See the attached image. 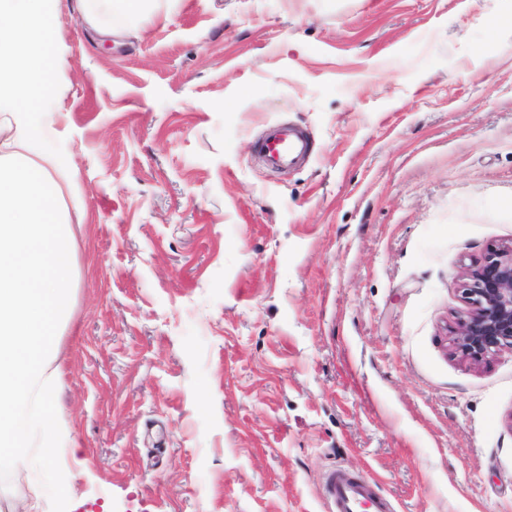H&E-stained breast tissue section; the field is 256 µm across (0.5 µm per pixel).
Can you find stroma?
Wrapping results in <instances>:
<instances>
[{
  "instance_id": "obj_1",
  "label": "stroma",
  "mask_w": 512,
  "mask_h": 512,
  "mask_svg": "<svg viewBox=\"0 0 512 512\" xmlns=\"http://www.w3.org/2000/svg\"><path fill=\"white\" fill-rule=\"evenodd\" d=\"M55 5L68 512H327L339 470L512 512V352L450 344L512 243V0H147L108 39ZM279 122L309 163L259 161Z\"/></svg>"
}]
</instances>
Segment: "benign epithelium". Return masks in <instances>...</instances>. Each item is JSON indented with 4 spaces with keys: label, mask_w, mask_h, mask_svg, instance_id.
I'll use <instances>...</instances> for the list:
<instances>
[{
    "label": "benign epithelium",
    "mask_w": 512,
    "mask_h": 512,
    "mask_svg": "<svg viewBox=\"0 0 512 512\" xmlns=\"http://www.w3.org/2000/svg\"><path fill=\"white\" fill-rule=\"evenodd\" d=\"M463 294L471 312L452 331L454 354L478 363L512 351V245L490 250L484 263L465 275Z\"/></svg>",
    "instance_id": "7a95c632"
}]
</instances>
